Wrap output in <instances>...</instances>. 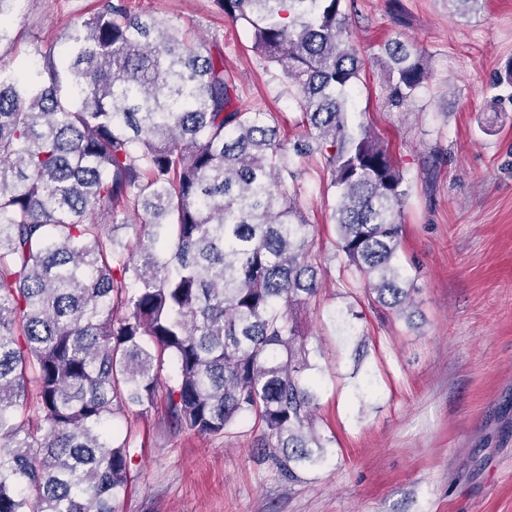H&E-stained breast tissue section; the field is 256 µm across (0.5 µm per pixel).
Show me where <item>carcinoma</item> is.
I'll return each instance as SVG.
<instances>
[{
  "label": "carcinoma",
  "instance_id": "carcinoma-1",
  "mask_svg": "<svg viewBox=\"0 0 512 512\" xmlns=\"http://www.w3.org/2000/svg\"><path fill=\"white\" fill-rule=\"evenodd\" d=\"M250 33L305 128L242 104L217 43L125 0H98L51 50L0 70V512H114L134 434L112 418L157 402L174 429L218 436L252 419L259 451L295 479L330 440L316 429L296 323L320 291L294 157L339 193L337 255L400 316L408 181L387 145L350 127L365 59L345 0H212ZM16 0H0V42ZM391 106L417 98L427 52L375 56ZM119 214L139 218L134 245Z\"/></svg>",
  "mask_w": 512,
  "mask_h": 512
}]
</instances>
